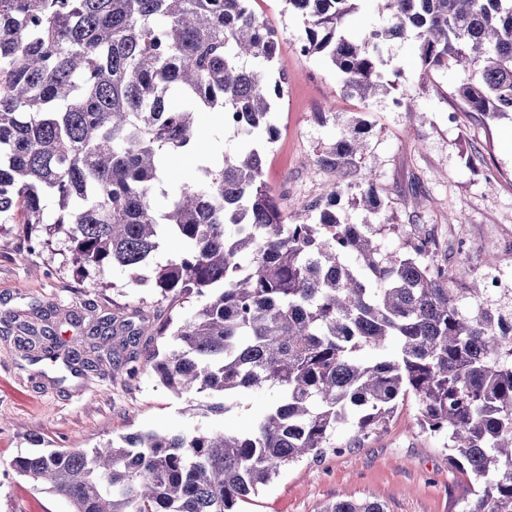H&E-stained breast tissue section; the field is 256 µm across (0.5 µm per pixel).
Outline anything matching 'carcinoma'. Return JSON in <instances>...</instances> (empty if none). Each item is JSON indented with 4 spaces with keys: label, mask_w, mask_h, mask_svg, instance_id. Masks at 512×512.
Segmentation results:
<instances>
[{
    "label": "carcinoma",
    "mask_w": 512,
    "mask_h": 512,
    "mask_svg": "<svg viewBox=\"0 0 512 512\" xmlns=\"http://www.w3.org/2000/svg\"><path fill=\"white\" fill-rule=\"evenodd\" d=\"M252 0H0V224L27 240L63 237L73 263L120 269L199 309L158 333L166 351L139 360L142 319L104 316L98 343L64 355L93 372L150 371L182 394L276 393L247 431L226 426L126 435L94 448H51L15 471L72 512H236L304 457L357 448L387 429L414 394L422 432L446 439L448 463L473 475L466 512H512V314L458 288L415 224L382 244L384 224H352L340 206L380 214L375 178L360 174L369 128L349 117L317 166L349 181L316 203L314 224H288L263 181L271 121L288 76L278 35ZM305 20L300 48L322 58L362 101L388 91L383 50L416 39L420 77L470 69L464 111L512 115V0H380L390 24L347 32L363 0H286ZM218 114L238 147L186 182L169 160L197 145L195 118ZM166 198L158 206L155 194ZM175 238L180 254L158 260ZM38 362L59 358L57 333L16 325ZM341 425L347 443L333 442ZM321 512H386L338 498Z\"/></svg>",
    "instance_id": "1"
}]
</instances>
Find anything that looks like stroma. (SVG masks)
Listing matches in <instances>:
<instances>
[{"mask_svg":"<svg viewBox=\"0 0 512 512\" xmlns=\"http://www.w3.org/2000/svg\"><path fill=\"white\" fill-rule=\"evenodd\" d=\"M252 7L277 32L279 59L288 70L287 91L274 111L279 135L266 154L263 179L289 222H313L311 206L324 200L331 180L317 169V155L335 141L342 120L360 117L370 137L359 164L375 176L386 210L377 215L347 205L351 223L419 224L435 241L437 260L452 261L464 251L472 276L498 286L486 302L512 313V118L461 111L454 89L470 72H438L420 81L410 38L392 41L384 51L389 93L365 102L347 96L338 92L339 80L324 61L296 54L304 21L285 0H253ZM197 124L203 136L195 154L173 160L187 180L198 159L237 145L216 114L201 113ZM475 155L483 166H470ZM26 246L21 225L0 224V512H71L66 500L36 489L12 468L14 459L37 447L92 448L132 433L220 424L246 430L273 401L272 391H253L218 413L222 393L177 394L148 373L132 379L109 369L80 376L29 363L5 331L6 314L29 320L34 308H54L59 331L79 342L97 317L137 313L153 327L140 339L142 355L164 349L158 327L192 313L198 302L161 296L118 269L101 276L84 271L59 237L23 264L17 254ZM416 415L414 397L405 398L386 432L363 447L286 468L239 503V512H319L342 495L379 500L387 512H464L475 480L449 467L442 439L421 432Z\"/></svg>","mask_w":512,"mask_h":512,"instance_id":"35a3bbf8","label":"stroma"}]
</instances>
